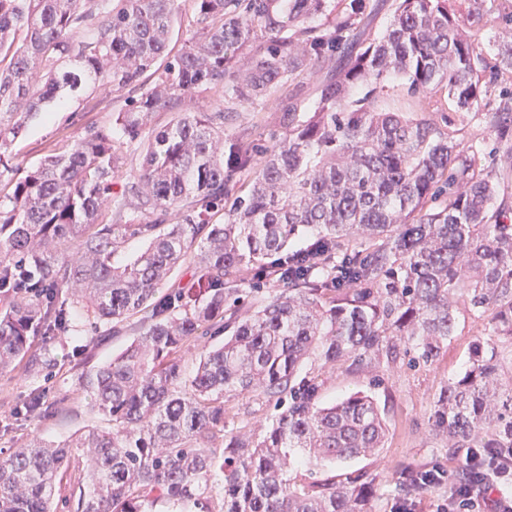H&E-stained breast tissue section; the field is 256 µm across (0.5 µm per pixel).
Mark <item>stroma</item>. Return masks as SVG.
Wrapping results in <instances>:
<instances>
[{
    "mask_svg": "<svg viewBox=\"0 0 512 512\" xmlns=\"http://www.w3.org/2000/svg\"><path fill=\"white\" fill-rule=\"evenodd\" d=\"M121 105L107 87L88 97L64 98L52 112L30 122L16 139L14 165L26 170L45 155L63 152L87 127H111ZM278 108L279 99L274 92L237 106L224 131L247 136L259 145L268 143L280 133ZM143 330L142 321L134 315L102 324L93 331L85 318L73 311L62 335L33 337L35 349H50L55 367L36 374L20 365L0 374V451L8 452L35 437L57 444L92 427H109L108 417L93 406L78 378L83 371L118 356ZM478 340L497 342L491 316L464 310L459 314L455 335L439 357L416 369L383 357L373 360L367 368L346 360L324 370L319 362L307 361L300 374L317 378L319 403L330 404L358 391L372 395L386 407L389 434L377 455L302 466L298 476L339 482L364 476L372 486L371 512H397L401 472L438 466L447 474L445 486L424 491L416 498L417 512H432L437 498L447 496L449 485L455 484L456 474L466 465L464 456L449 455L447 441L433 431L431 418L443 387L464 373L469 349ZM497 344L503 357L497 381L512 386V348L503 342ZM34 398L40 399L41 409L24 413V405ZM276 414L273 403L254 393L231 392L224 397V430L229 434L261 432Z\"/></svg>",
    "mask_w": 512,
    "mask_h": 512,
    "instance_id": "obj_1",
    "label": "stroma"
}]
</instances>
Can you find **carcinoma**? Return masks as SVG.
Here are the masks:
<instances>
[{
	"label": "carcinoma",
	"instance_id": "1",
	"mask_svg": "<svg viewBox=\"0 0 512 512\" xmlns=\"http://www.w3.org/2000/svg\"><path fill=\"white\" fill-rule=\"evenodd\" d=\"M181 2L0 0V178L13 182L0 199V283L21 273L46 289L4 292L0 372L54 367L30 337L66 319L63 293L94 326L141 312L148 323L81 376L112 428L0 456V512H370L366 481L304 485L288 472L297 449L332 462L378 452L385 410L360 393L321 406L317 378L298 369L313 356L324 366L380 356L427 364L455 335L461 305L491 313L496 335L512 342V203L499 196L512 145L497 165L459 139L482 98L512 87V41L487 67L474 41L496 20L486 0L463 10L451 0H190L191 36L171 57ZM312 69L322 80L305 113L300 77ZM393 77L441 122L379 108ZM98 85L124 94L115 126L87 128L16 177L12 145L28 123ZM198 90L236 104L280 93L282 135L264 147L224 137L227 107L183 112L142 141L154 113ZM481 119L512 142V106ZM133 144L143 164L121 192L133 211L110 212L112 174ZM219 208L222 224L211 222ZM170 210L182 223L165 228ZM307 233L318 248L303 256L290 246ZM130 236L146 249L114 264ZM200 236L192 280L157 300ZM64 242L77 258L60 251ZM259 279L278 291L245 301ZM246 303L243 317L224 320ZM221 320L224 338L185 379L182 353ZM498 367L496 347L475 342L438 399L432 427L449 455L512 449V389L494 385ZM231 391L265 395L278 416L258 435L224 433ZM75 448L88 481L62 500ZM419 478L403 473V498L424 491Z\"/></svg>",
	"mask_w": 512,
	"mask_h": 512
}]
</instances>
